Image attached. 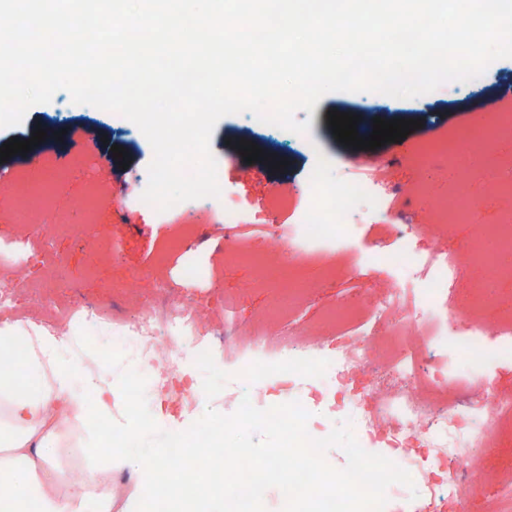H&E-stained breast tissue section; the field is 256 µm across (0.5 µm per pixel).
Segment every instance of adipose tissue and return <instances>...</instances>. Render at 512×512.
<instances>
[{"mask_svg": "<svg viewBox=\"0 0 512 512\" xmlns=\"http://www.w3.org/2000/svg\"><path fill=\"white\" fill-rule=\"evenodd\" d=\"M30 351L15 359L12 341ZM0 512H112V472L131 468L136 458L109 452L86 470L81 481L66 482V462L76 443L95 446L96 428L111 422L112 379L96 366L85 368L77 388L58 340L28 323L0 326Z\"/></svg>", "mask_w": 512, "mask_h": 512, "instance_id": "adipose-tissue-1", "label": "adipose tissue"}]
</instances>
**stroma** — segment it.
<instances>
[{
    "label": "stroma",
    "instance_id": "35a3bbf8",
    "mask_svg": "<svg viewBox=\"0 0 512 512\" xmlns=\"http://www.w3.org/2000/svg\"><path fill=\"white\" fill-rule=\"evenodd\" d=\"M512 107V58L499 59L482 79L468 84L447 82L411 99L371 92L327 93L312 112H297L309 120L310 132L299 135L271 129L251 112L222 117L210 147L217 159L223 194L209 202L195 199L174 210L157 211L137 204L148 184L153 150L130 121L116 125L112 112L73 103L67 91L29 109L24 120L0 128V144L26 140L36 129L47 133L44 142L26 155H13L0 164V283L14 288L20 319L59 338L75 337L74 358L95 357L113 373L130 367L131 359L118 349L89 345L83 330L73 324L52 328L43 308L48 300L67 296L73 301L109 304L123 318L137 316L135 301L180 288L192 299L207 298V325L215 330L214 357L221 370L197 366L183 357L179 377L195 390L221 401L224 386L254 365L248 395L252 404L267 409L283 404L277 378L265 370L273 359L266 342L287 333L318 337L324 356H332L343 317L368 313L371 300L398 288L415 287L413 275L390 265L385 248L412 246L419 255L430 252L464 254L468 240L500 223L512 211V196L502 184L512 170L501 166L512 158V139H500L491 150L476 147L467 154L478 175L468 185L475 200L444 235L429 232L437 221V204L461 177L448 158V139L462 131L491 130L498 112ZM387 112L389 119L421 120L422 126L397 143L360 150L336 140L328 123L329 111ZM258 140L268 146L266 159L246 163L241 141ZM125 148L126 164H119L112 145ZM287 165L276 168L278 159ZM331 177H344L351 166L381 169L390 188L404 195L403 217L377 215L379 223H394L386 244L375 243L368 225L357 224L340 246H326L321 259H296L286 239L307 197L308 178L319 164ZM243 208L242 224L224 228V203ZM47 224L54 233L44 232ZM88 225L91 237H81L76 225ZM419 227L409 236V226ZM22 249H12L17 238ZM191 266L196 277L180 278ZM452 293L460 305H474L488 338H495V321L512 312V279L495 282L488 300H472L462 283Z\"/></svg>",
    "mask_w": 512,
    "mask_h": 512
}]
</instances>
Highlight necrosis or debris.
<instances>
[{"label": "necrosis or debris", "mask_w": 512, "mask_h": 512, "mask_svg": "<svg viewBox=\"0 0 512 512\" xmlns=\"http://www.w3.org/2000/svg\"><path fill=\"white\" fill-rule=\"evenodd\" d=\"M402 200L397 193L384 187L379 172L348 175L329 185L324 168L311 172L308 201L299 214L301 240L305 257H312L317 244L340 241L359 213L374 215L387 212L400 214ZM512 248V213H506L493 237L477 235L466 247L465 258L452 253L434 252L418 256L406 247L392 250L389 261L406 271L421 272L418 301L407 295L390 296L374 311L375 318L387 317L394 311H404V319L393 325L398 347L390 363L382 365L380 374L368 379L365 397L351 395L350 390L359 373L374 364L370 344L364 337L369 325H351L335 357H319V346L301 343L294 335L281 336L270 343L267 351L281 357L277 377L286 396H295L297 381L302 377H320L321 393L334 396L329 414L351 422L363 437L378 440L392 448V457L400 467L407 460L399 448L418 443L433 453L437 468L448 484L445 498L437 507L457 503L474 495L496 501L498 512H512V486L493 485L472 480L473 449H483L482 468L493 469L499 463L504 445L512 443V398L497 400L479 412L471 414L468 405L480 392L479 385L468 376H458L445 386L446 401L434 404L427 390L433 381L422 365L427 335L416 334L415 322L428 324L431 331H447L455 345L464 351L472 365L482 366L499 359L501 351L486 338V330L474 326L470 310L459 307L446 287L463 275L465 264L482 265L486 281L472 284L473 294L482 296L488 283L512 278V266L496 258L497 248ZM439 307L444 322L433 321L429 310ZM55 322L68 326L85 323L92 331L108 329L113 340L128 344L141 364L149 369L161 365H178L183 351H190L202 365L213 361L209 340L210 330L198 302L173 298L162 302L154 297L142 298L138 316L126 321L113 315L110 308L74 304L57 310Z\"/></svg>", "instance_id": "4bbe7bcc"}]
</instances>
